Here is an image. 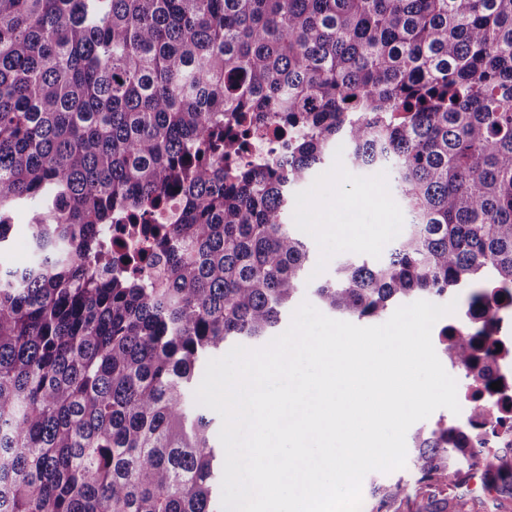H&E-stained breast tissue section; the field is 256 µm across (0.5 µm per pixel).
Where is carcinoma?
<instances>
[{
    "label": "carcinoma",
    "instance_id": "1",
    "mask_svg": "<svg viewBox=\"0 0 512 512\" xmlns=\"http://www.w3.org/2000/svg\"><path fill=\"white\" fill-rule=\"evenodd\" d=\"M338 144L391 168L406 223L326 308L512 290V0H0V250L34 208L32 262L0 269V512H216L188 388L280 323L288 194ZM484 331L443 353L491 370ZM413 448L368 512H475L478 450L441 422ZM489 466L512 498V455Z\"/></svg>",
    "mask_w": 512,
    "mask_h": 512
}]
</instances>
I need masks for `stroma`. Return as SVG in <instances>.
<instances>
[{"label":"stroma","mask_w":512,"mask_h":512,"mask_svg":"<svg viewBox=\"0 0 512 512\" xmlns=\"http://www.w3.org/2000/svg\"><path fill=\"white\" fill-rule=\"evenodd\" d=\"M372 186L385 187L379 200L364 198V190ZM32 215L29 208L14 212L10 240L0 250V267L17 268L29 261ZM288 222L309 247L310 266L299 297L310 301L318 285L335 278L345 256L383 258L402 231L405 212L387 169L354 167L346 153L334 151L306 182L292 189ZM348 224L353 225L356 239L341 235V227Z\"/></svg>","instance_id":"35a3bbf8"}]
</instances>
